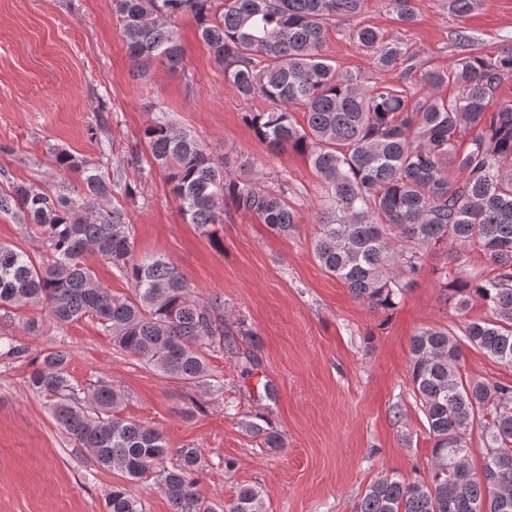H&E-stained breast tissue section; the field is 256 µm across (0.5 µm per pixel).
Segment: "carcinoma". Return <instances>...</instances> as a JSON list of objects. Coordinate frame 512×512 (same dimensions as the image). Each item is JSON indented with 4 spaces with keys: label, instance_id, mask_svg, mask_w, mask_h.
Listing matches in <instances>:
<instances>
[{
    "label": "carcinoma",
    "instance_id": "carcinoma-1",
    "mask_svg": "<svg viewBox=\"0 0 512 512\" xmlns=\"http://www.w3.org/2000/svg\"><path fill=\"white\" fill-rule=\"evenodd\" d=\"M396 20H416L413 0H387ZM480 0H445L465 15ZM364 0H112L126 53L141 76L183 62L178 20L194 18L201 41L245 103L259 97L245 123L266 150L290 148L307 158L321 182L313 251L320 266L373 310L400 302L423 266L426 251L458 245L441 268L445 301L462 313L481 303L488 317L455 333L421 328L411 342L410 373L416 404L432 441L428 477L409 481L383 476L367 486L355 512H512V382L477 380L462 371L463 346L512 366V100L489 105L512 76V45L494 55L471 52L446 69H425L419 54L359 23L350 38L385 71L390 82L340 71L323 54L329 26L361 14ZM420 74L426 91L409 90ZM457 94H440L445 86ZM303 109V121L292 108ZM142 131L152 164L167 176L184 220L213 235L224 223V205L248 213L272 232L288 236L297 215L288 186H263V177L229 176L227 157H216L166 112ZM62 178L48 188L13 182L0 190V213L10 214L40 243L31 254L0 244V313L44 311L57 324L96 322L113 345L164 378L186 386L210 384L207 351L234 347L224 334V301L191 296L177 268L161 256L135 255L133 226L113 200L133 196L127 172L107 175L98 164L54 152ZM77 176L81 191L71 188ZM479 246L493 275L470 280L464 251ZM108 263L132 287L117 295L97 279L90 258ZM70 354L39 356L29 386L81 448L129 481L152 475L173 512H263L262 491L238 487L226 504L197 490L205 468L198 448H169L162 433L120 415L123 394L105 379L86 391L70 379ZM241 426L266 448L280 435L251 416ZM481 429L486 441L482 471H473L468 440ZM107 512H147L125 486L106 499Z\"/></svg>",
    "mask_w": 512,
    "mask_h": 512
}]
</instances>
